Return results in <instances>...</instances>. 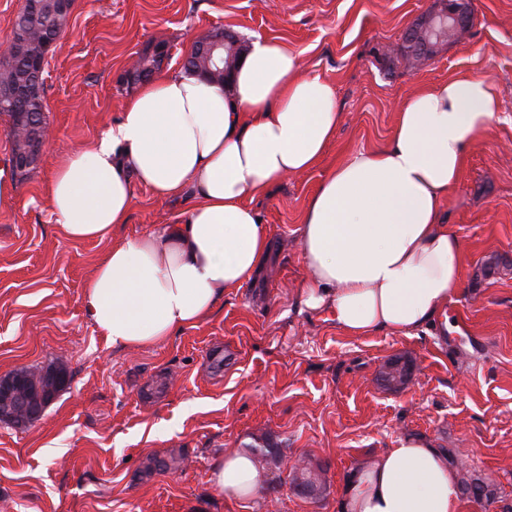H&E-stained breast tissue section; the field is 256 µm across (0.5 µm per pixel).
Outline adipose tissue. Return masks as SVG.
Masks as SVG:
<instances>
[{
    "label": "adipose tissue",
    "instance_id": "1",
    "mask_svg": "<svg viewBox=\"0 0 512 512\" xmlns=\"http://www.w3.org/2000/svg\"><path fill=\"white\" fill-rule=\"evenodd\" d=\"M301 70L298 53L254 37L226 85L169 73L130 98L95 143L58 161L46 192L60 231L112 241L83 295L107 344L147 348L198 326L268 260L270 230L254 200L315 168L341 118L334 88ZM497 112L485 80L423 86L399 104L389 145L332 168L297 227L308 269L300 304L332 311L351 336H415L442 316L463 249L441 221V203ZM138 185L180 209L157 231L113 239ZM212 480L226 498L250 501L267 476L241 450L215 462ZM342 504L344 512H461L455 468L414 438L355 471Z\"/></svg>",
    "mask_w": 512,
    "mask_h": 512
}]
</instances>
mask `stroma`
<instances>
[{"instance_id": "1", "label": "stroma", "mask_w": 512, "mask_h": 512, "mask_svg": "<svg viewBox=\"0 0 512 512\" xmlns=\"http://www.w3.org/2000/svg\"><path fill=\"white\" fill-rule=\"evenodd\" d=\"M433 0H75L44 66L51 137L34 168L12 171L0 198V375L57 362L69 382L29 425L0 421V512H342L341 487L408 437L450 452L495 490L483 507L512 512V0H472L475 19L431 56L406 59L403 34ZM259 35L299 53L304 72L336 91L341 120L320 164L253 205L271 255L254 281L225 295L197 327L119 351L98 335L83 291L109 241L62 235L44 187L59 158L117 122L137 91L124 76L164 45L160 74L182 69L216 29ZM486 80L500 109L467 151L441 204L464 252L456 325L400 336H350L327 311L297 305L307 274L296 232L326 173L386 146L401 100L427 83ZM174 208L143 186L115 238L159 230ZM223 360V371L212 368ZM277 445L318 463L327 489L294 494L270 470L262 496L225 499L210 479L219 455ZM184 469L145 476L148 458Z\"/></svg>"}]
</instances>
